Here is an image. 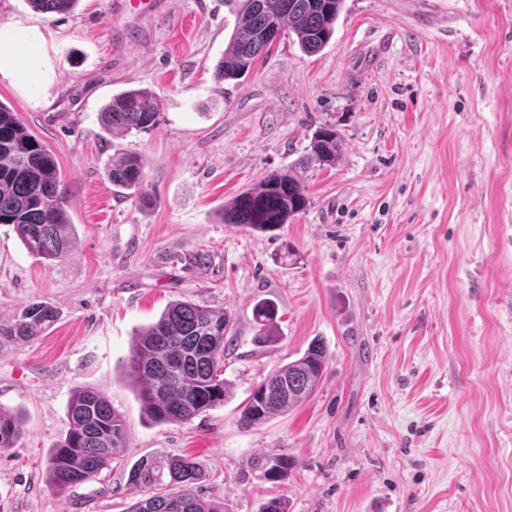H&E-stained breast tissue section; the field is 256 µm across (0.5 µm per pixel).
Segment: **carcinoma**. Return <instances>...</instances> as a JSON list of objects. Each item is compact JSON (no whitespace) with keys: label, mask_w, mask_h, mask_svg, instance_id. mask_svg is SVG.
Returning <instances> with one entry per match:
<instances>
[{"label":"carcinoma","mask_w":512,"mask_h":512,"mask_svg":"<svg viewBox=\"0 0 512 512\" xmlns=\"http://www.w3.org/2000/svg\"><path fill=\"white\" fill-rule=\"evenodd\" d=\"M36 12L67 15L79 0H26ZM235 5V24L224 58L214 71L219 81L237 80L270 52L267 34L296 37L307 54L320 52L331 40L344 0H224ZM158 102L146 89L123 91L100 112L104 132L127 135L143 132L156 122ZM345 142L336 124L324 123L312 135L303 166L334 168ZM147 162L129 149L113 152L108 166L112 185L133 189L143 203ZM307 204L306 190L293 168L275 171L255 187L224 204L226 224H245L271 231L287 223ZM0 224L12 226L26 250L46 261L64 259L75 235L68 213L62 174L51 151L30 133L16 112L0 102ZM48 303H32L11 324H0V344L25 342L40 336L57 320ZM253 319L259 326L255 341L275 340L278 309L269 300L257 302ZM232 319L220 308L176 300L156 321L136 332L126 369L142 412L157 424L183 423L224 405V352L232 342ZM326 346L315 341L297 360L270 374L247 398L239 423L250 428L264 423L308 399L316 391L327 365ZM284 388L277 396L259 398L265 388ZM67 431L50 449L46 470L49 486L58 493L91 482L120 459L126 440V422L107 398L96 390L79 388L67 404ZM25 433L21 415L0 406V448H15ZM293 463L282 455H254L247 460L252 472L271 482L288 479ZM201 479L196 462L187 456L153 455L129 471L134 488L153 489L124 512H224V503L191 491Z\"/></svg>","instance_id":"obj_1"}]
</instances>
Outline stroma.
Returning a JSON list of instances; mask_svg holds the SVG:
<instances>
[{
  "instance_id": "stroma-1",
  "label": "stroma",
  "mask_w": 512,
  "mask_h": 512,
  "mask_svg": "<svg viewBox=\"0 0 512 512\" xmlns=\"http://www.w3.org/2000/svg\"><path fill=\"white\" fill-rule=\"evenodd\" d=\"M38 29L0 102L50 149L77 229L61 262L0 224V321L45 302L56 323L0 347V406L25 435L0 453V512H123L141 458L187 455L226 512H512V0H345L318 54L276 41L249 74L216 81L234 26L224 0H81L68 16L0 0V27ZM132 87L154 127L101 130ZM346 143L303 170L308 204L259 231L224 224L229 199L301 158L318 126ZM148 160L150 204L113 187V152ZM278 308L260 344L253 307ZM175 300L234 320L230 394L186 423L155 424L124 370L136 331ZM329 354L316 392L244 428L239 409L311 342ZM127 423L121 460L55 493L45 462L75 389ZM295 463L275 485L249 457Z\"/></svg>"
}]
</instances>
